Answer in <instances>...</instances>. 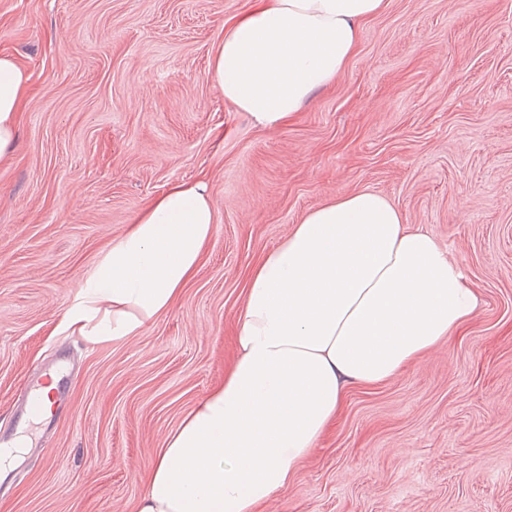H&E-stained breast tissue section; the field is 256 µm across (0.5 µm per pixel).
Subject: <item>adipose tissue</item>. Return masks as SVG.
<instances>
[{
  "instance_id": "adipose-tissue-1",
  "label": "adipose tissue",
  "mask_w": 512,
  "mask_h": 512,
  "mask_svg": "<svg viewBox=\"0 0 512 512\" xmlns=\"http://www.w3.org/2000/svg\"><path fill=\"white\" fill-rule=\"evenodd\" d=\"M384 0H256L224 23L210 61L236 111L272 130L332 88ZM27 72L0 55V161L16 147ZM205 181L149 200L88 273L65 315L80 335H135L193 281L214 235ZM478 296L435 237L369 189L311 209L250 269L236 358L158 449L137 512H256L372 387L473 321Z\"/></svg>"
}]
</instances>
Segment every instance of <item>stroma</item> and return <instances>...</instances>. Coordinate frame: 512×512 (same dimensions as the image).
<instances>
[{"mask_svg": "<svg viewBox=\"0 0 512 512\" xmlns=\"http://www.w3.org/2000/svg\"><path fill=\"white\" fill-rule=\"evenodd\" d=\"M251 0H0V53L30 75L0 161V433L31 435L0 512H136L158 448L224 378L246 278L310 209L364 188L429 230L477 317L391 381L350 389L275 512H512V0H387L335 86L264 130L209 73ZM206 180L215 234L136 335L64 315L132 217ZM59 368L63 415L18 425Z\"/></svg>", "mask_w": 512, "mask_h": 512, "instance_id": "35a3bbf8", "label": "stroma"}]
</instances>
